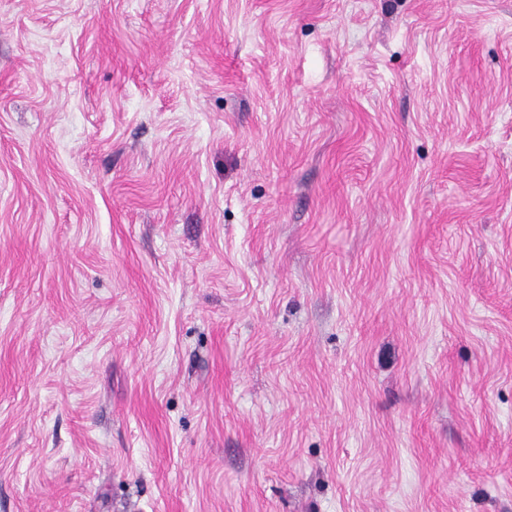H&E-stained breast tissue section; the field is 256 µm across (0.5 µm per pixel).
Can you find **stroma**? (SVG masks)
I'll list each match as a JSON object with an SVG mask.
<instances>
[{"label": "stroma", "instance_id": "1", "mask_svg": "<svg viewBox=\"0 0 512 512\" xmlns=\"http://www.w3.org/2000/svg\"><path fill=\"white\" fill-rule=\"evenodd\" d=\"M0 512H512V0H0Z\"/></svg>", "mask_w": 512, "mask_h": 512}]
</instances>
